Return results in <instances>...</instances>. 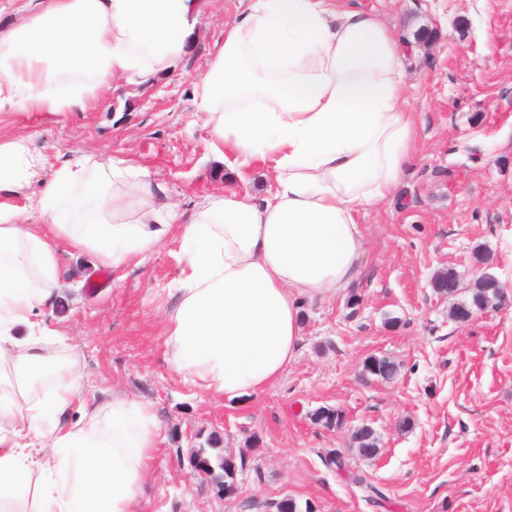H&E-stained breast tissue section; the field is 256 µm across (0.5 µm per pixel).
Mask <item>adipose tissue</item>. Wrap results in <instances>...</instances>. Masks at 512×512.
<instances>
[{
	"instance_id": "obj_1",
	"label": "adipose tissue",
	"mask_w": 512,
	"mask_h": 512,
	"mask_svg": "<svg viewBox=\"0 0 512 512\" xmlns=\"http://www.w3.org/2000/svg\"><path fill=\"white\" fill-rule=\"evenodd\" d=\"M197 0H38L0 30V112H85L112 79L153 80L188 53ZM405 49L375 13L332 0H252L196 84L208 151L266 163L267 195L183 209L132 160L84 154L43 174L0 140V512H143L162 442L147 401L89 402L45 319L63 248L115 279L169 237L181 270L164 325L170 372L234 405L277 382L321 306L364 270L362 211L416 160L402 101ZM39 184L25 206L12 199ZM38 223L24 224L23 214Z\"/></svg>"
}]
</instances>
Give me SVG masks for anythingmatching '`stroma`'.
<instances>
[{"label":"stroma","instance_id":"35a3bbf8","mask_svg":"<svg viewBox=\"0 0 512 512\" xmlns=\"http://www.w3.org/2000/svg\"><path fill=\"white\" fill-rule=\"evenodd\" d=\"M377 11L412 51L404 100L421 145L394 194L362 216L366 272L327 305L304 312L297 359L274 386L236 407L183 386L164 358L159 309L179 276L178 241L94 293L101 270L87 253L66 256L46 319L76 355L88 396L118 391L153 403L164 440L145 484L144 512H269L289 497L313 512H512V0H348ZM243 0H201L194 47L153 83L113 82L89 112H0V139H25L45 167L87 151L133 158L189 208L227 191L261 196L262 164L238 178L202 143L193 90ZM494 256L478 264L477 250ZM462 290L438 294V271ZM507 302L467 322L449 315L484 273ZM371 357L397 366L384 381ZM331 407L326 428L312 413ZM370 426L379 452L360 457L354 435ZM218 437L244 454L238 494L198 475L191 453ZM339 450L347 471L322 454ZM360 475L383 498L368 500Z\"/></svg>","mask_w":512,"mask_h":512}]
</instances>
